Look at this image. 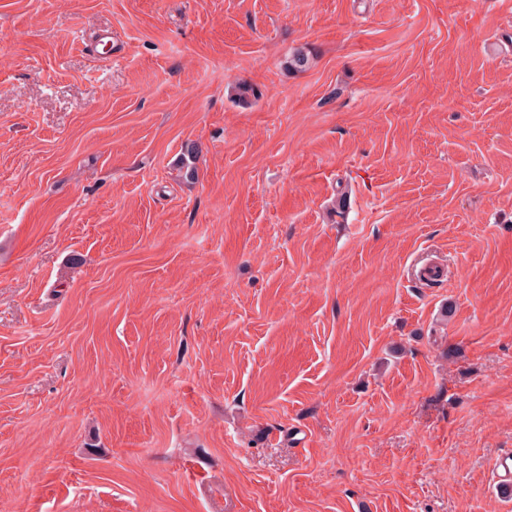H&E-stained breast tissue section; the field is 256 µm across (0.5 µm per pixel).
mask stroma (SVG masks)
Returning <instances> with one entry per match:
<instances>
[{"label": "stroma", "mask_w": 512, "mask_h": 512, "mask_svg": "<svg viewBox=\"0 0 512 512\" xmlns=\"http://www.w3.org/2000/svg\"><path fill=\"white\" fill-rule=\"evenodd\" d=\"M1 33L0 512H512V0Z\"/></svg>", "instance_id": "obj_1"}]
</instances>
